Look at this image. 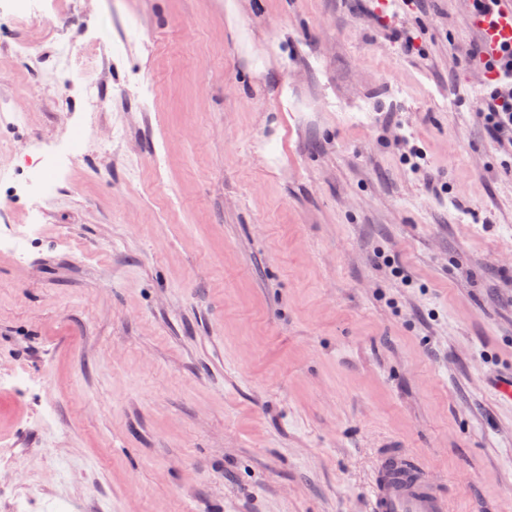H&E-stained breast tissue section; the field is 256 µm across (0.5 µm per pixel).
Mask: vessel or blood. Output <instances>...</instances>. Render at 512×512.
I'll list each match as a JSON object with an SVG mask.
<instances>
[{"label": "vessel or blood", "mask_w": 512, "mask_h": 512, "mask_svg": "<svg viewBox=\"0 0 512 512\" xmlns=\"http://www.w3.org/2000/svg\"><path fill=\"white\" fill-rule=\"evenodd\" d=\"M471 24L483 36L486 68L494 69L512 51V6L492 15L472 12ZM371 512H448V503L426 466L386 455L375 467Z\"/></svg>", "instance_id": "b4317fda"}]
</instances>
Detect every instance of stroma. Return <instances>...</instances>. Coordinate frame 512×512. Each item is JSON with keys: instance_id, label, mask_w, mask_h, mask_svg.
<instances>
[{"instance_id": "stroma-1", "label": "stroma", "mask_w": 512, "mask_h": 512, "mask_svg": "<svg viewBox=\"0 0 512 512\" xmlns=\"http://www.w3.org/2000/svg\"><path fill=\"white\" fill-rule=\"evenodd\" d=\"M80 69L0 60V460L71 512H370L380 456L512 512V151L477 112L464 0H61ZM410 29L405 55L389 36ZM156 95L142 101L146 87ZM88 135L72 150L70 131ZM21 153L64 163L34 200Z\"/></svg>"}]
</instances>
